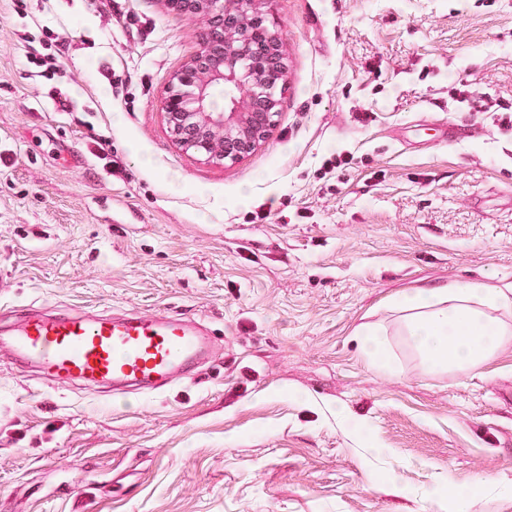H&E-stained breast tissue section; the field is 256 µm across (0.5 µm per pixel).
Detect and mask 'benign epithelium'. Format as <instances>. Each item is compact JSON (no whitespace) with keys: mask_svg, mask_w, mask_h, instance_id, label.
I'll list each match as a JSON object with an SVG mask.
<instances>
[{"mask_svg":"<svg viewBox=\"0 0 512 512\" xmlns=\"http://www.w3.org/2000/svg\"><path fill=\"white\" fill-rule=\"evenodd\" d=\"M258 0H167L176 12L202 16L207 27L190 63L161 99L177 141L216 160L235 162L267 138L283 95L285 63L276 32ZM224 87V111L210 108Z\"/></svg>","mask_w":512,"mask_h":512,"instance_id":"1","label":"benign epithelium"}]
</instances>
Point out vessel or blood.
I'll use <instances>...</instances> for the list:
<instances>
[{"instance_id":"obj_1","label":"vessel or blood","mask_w":512,"mask_h":512,"mask_svg":"<svg viewBox=\"0 0 512 512\" xmlns=\"http://www.w3.org/2000/svg\"><path fill=\"white\" fill-rule=\"evenodd\" d=\"M0 345L58 382L103 384L172 378L204 351L207 340L182 318L132 313L92 321L78 314L28 313Z\"/></svg>"}]
</instances>
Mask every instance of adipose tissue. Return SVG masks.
I'll return each mask as SVG.
<instances>
[{
	"instance_id": "1",
	"label": "adipose tissue",
	"mask_w": 512,
	"mask_h": 512,
	"mask_svg": "<svg viewBox=\"0 0 512 512\" xmlns=\"http://www.w3.org/2000/svg\"><path fill=\"white\" fill-rule=\"evenodd\" d=\"M512 307L511 287L454 283L399 294L405 334L431 372L469 373L512 341V326L497 317Z\"/></svg>"
}]
</instances>
